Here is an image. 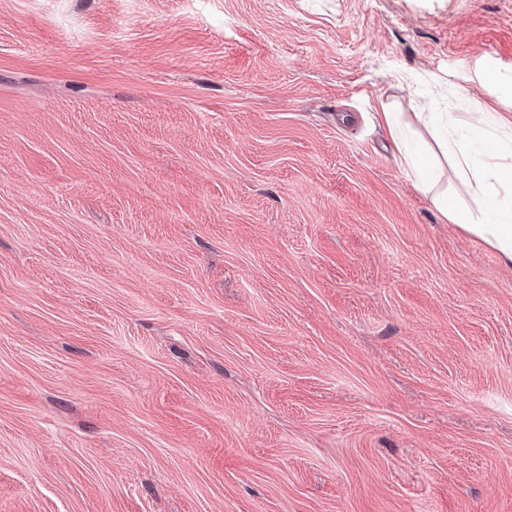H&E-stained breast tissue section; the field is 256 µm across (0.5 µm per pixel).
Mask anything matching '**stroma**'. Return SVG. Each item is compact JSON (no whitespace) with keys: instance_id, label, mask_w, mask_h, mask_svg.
<instances>
[{"instance_id":"stroma-1","label":"stroma","mask_w":512,"mask_h":512,"mask_svg":"<svg viewBox=\"0 0 512 512\" xmlns=\"http://www.w3.org/2000/svg\"><path fill=\"white\" fill-rule=\"evenodd\" d=\"M386 111L511 121L512 0H0V512H512V264ZM384 113L386 114V120L394 137V142L402 151L407 166L416 173L418 182L422 189L426 192H433L436 186L435 178L427 172V167L423 162L422 156L420 154L410 152L407 147L408 141L414 133V130L410 126L402 124L397 118L390 115L393 112Z\"/></svg>"}]
</instances>
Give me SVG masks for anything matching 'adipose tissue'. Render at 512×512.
Instances as JSON below:
<instances>
[{
    "mask_svg": "<svg viewBox=\"0 0 512 512\" xmlns=\"http://www.w3.org/2000/svg\"><path fill=\"white\" fill-rule=\"evenodd\" d=\"M395 144L402 149L422 189L443 216L496 250L512 262V122L494 112H482L475 129L488 145L483 153L462 148L455 155L456 167L466 176L471 202L451 201L447 192L437 190L436 180L427 171L420 154L408 151L413 134L410 126L388 117Z\"/></svg>",
    "mask_w": 512,
    "mask_h": 512,
    "instance_id": "1",
    "label": "adipose tissue"
}]
</instances>
